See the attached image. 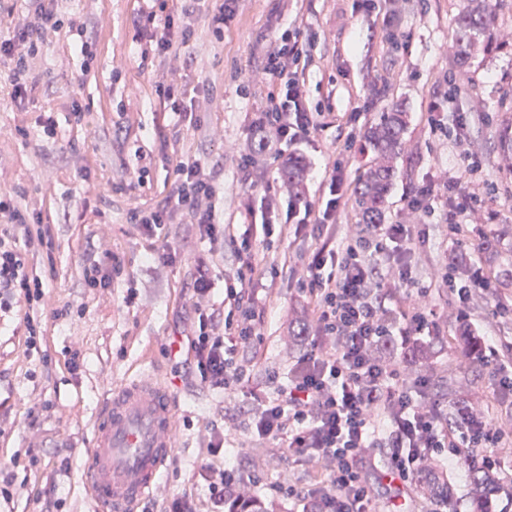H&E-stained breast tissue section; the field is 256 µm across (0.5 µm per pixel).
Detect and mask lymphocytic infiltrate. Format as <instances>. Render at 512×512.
Returning a JSON list of instances; mask_svg holds the SVG:
<instances>
[{
    "label": "lymphocytic infiltrate",
    "mask_w": 512,
    "mask_h": 512,
    "mask_svg": "<svg viewBox=\"0 0 512 512\" xmlns=\"http://www.w3.org/2000/svg\"><path fill=\"white\" fill-rule=\"evenodd\" d=\"M27 2L23 21L0 36V70L19 102L33 85L31 61L44 52V33L63 25L57 0ZM132 24L144 58L187 54L195 41L194 30L184 24L182 14L169 10L167 0H153L149 9L134 15ZM303 55L297 35L284 31L274 36L260 63L261 74L276 82L278 91L249 132L255 146L278 159L284 147L309 141L323 128L321 114L298 76ZM239 171L242 184L261 193L266 203L259 214L245 206L241 216L246 229L240 235L225 233L216 219L214 173L189 159L173 167L171 192L154 206L131 209L129 221L152 238L165 225L186 219L207 243V254L195 260L191 284L195 320L187 336L189 365L203 386L228 395L237 394L248 380L239 356L260 352L264 338L258 310L281 274L260 261L261 237L276 231L292 243L309 240L307 258L291 276L312 312L310 347L290 370L287 384H280L277 374L269 375L272 390L248 430L255 440L286 448L295 460L320 464L321 478L306 489L280 483L275 493L301 502L302 512H369L370 488L362 477L367 467L404 481L443 456L478 471L497 470L494 450L512 430L493 424L489 414L467 401L444 407L429 394L427 372L406 378L382 355L397 341L398 327L417 334L435 316L427 304L411 309L391 304L381 278L390 276L402 288L419 287L415 254L429 242L424 220L436 210L445 214L449 240L457 241L479 209L475 198L461 192L459 179L449 178L440 186L427 182L406 197L404 211L411 223L362 224L342 237L336 214L346 205L348 190L340 162L326 166L322 181L327 194L318 201L282 200L279 181L257 175L250 156H241ZM0 213L10 217L9 224L0 226V314L8 315L22 304H43L45 285L29 277L26 257L52 242L39 214L24 210L15 195L0 192ZM226 253L236 268L225 283L233 306L224 311L213 307L210 297L212 261ZM329 264L334 267L330 273L325 270ZM440 279L462 308L490 290L478 267L461 278L449 265ZM223 446V430L211 427L200 465L211 512H224L225 496L247 495L254 487L253 480L221 460Z\"/></svg>",
    "instance_id": "lymphocytic-infiltrate-1"
}]
</instances>
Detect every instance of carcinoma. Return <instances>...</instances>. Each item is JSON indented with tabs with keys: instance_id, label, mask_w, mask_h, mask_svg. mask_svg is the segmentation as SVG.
Segmentation results:
<instances>
[{
	"instance_id": "1",
	"label": "carcinoma",
	"mask_w": 512,
	"mask_h": 512,
	"mask_svg": "<svg viewBox=\"0 0 512 512\" xmlns=\"http://www.w3.org/2000/svg\"><path fill=\"white\" fill-rule=\"evenodd\" d=\"M492 0H465L456 19L453 40L455 55L466 58L487 37L493 23ZM407 128V112L400 102L392 103L374 119L364 138L373 155L371 163L358 179L356 201L365 224H379L384 214L387 194L397 178L395 161L402 150ZM282 181L290 189L300 187L304 180V164L297 158L288 160L283 167ZM472 500L481 503L492 491L494 478L480 471L470 474ZM273 504L262 497H244L236 512H272Z\"/></svg>"
}]
</instances>
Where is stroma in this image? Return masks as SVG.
<instances>
[{
  "label": "stroma",
  "instance_id": "35a3bbf8",
  "mask_svg": "<svg viewBox=\"0 0 512 512\" xmlns=\"http://www.w3.org/2000/svg\"><path fill=\"white\" fill-rule=\"evenodd\" d=\"M144 7V0H58L64 25L44 35L45 51L35 61L39 81L25 105L13 101L8 81L0 77V191L21 193L23 203L50 225L53 242L51 253L29 256L26 268L46 285L44 305L33 310L45 345L27 349L22 326L0 323V459H18L16 474L27 479L13 487L10 512H43L38 490L50 484L55 487L54 512H97L82 481L97 410L112 389L147 374L174 384L178 395L171 462L178 473L170 477L165 495L189 490L206 502L208 491L197 466L215 423L224 428L226 460L244 477L257 480V493L266 494L284 478L301 487L311 481L310 468L294 464L275 442L256 445L245 428L268 390L269 371L287 375L303 350L288 335L292 318L307 310L294 281L280 277L264 304V344L259 356L247 362L244 391L227 396L201 388L178 358L164 352L173 337L191 329L194 262L188 257L169 265L149 264L147 240L126 220L132 204L148 207L169 193L172 167L167 159L185 155L215 172L217 219L238 224L243 199L238 156L270 91L255 65L283 30L307 42L302 77L313 101L332 110L331 128L290 149L308 164L306 200L321 196L333 144L350 133L356 142L342 168L348 184H355L371 158L363 139L366 127L388 103H404L408 125L399 174L385 204L388 224L404 220L405 197L423 183L463 172L464 158L453 141L434 137L428 126L430 103L443 95L444 77L454 75L461 93L443 120L449 123L454 113H468L467 146L484 163L481 181L466 180L462 187L481 193L487 180L500 188L483 195L481 221L470 237L474 244L487 242L479 257L495 290L492 296L476 297L468 317L486 341L512 343V321L494 315L497 303H512V171L498 143L499 131L512 123V0L495 4L492 44L464 60L448 50L462 0H382L371 11L363 0H240L220 39L211 32L218 4L206 0L189 18L198 40L195 60L188 65L171 56L140 60L131 20ZM387 10L398 15L394 43L383 30ZM81 33L92 44L94 56L88 61L74 49ZM163 78L176 79L184 88L181 104L199 113L200 126L166 118L167 106L155 93L156 81ZM380 78L388 85L385 100L364 111L358 122L347 123ZM75 100L84 112L79 121L71 114ZM46 112L59 123L52 139L37 124ZM19 125L26 126V137L15 136ZM144 166L151 185L135 187ZM428 229L430 245L417 262L424 284L437 278L456 250L446 238L443 219L430 217ZM106 249L122 259V275L109 287H86L85 266ZM428 300L437 317L422 334L440 343L422 367L436 399L450 406L464 398L504 421L505 412L495 404L493 378L461 353L460 315L446 290L432 289ZM65 305L71 319H55L54 309ZM75 347L80 360L72 372L65 355ZM32 409L39 412L33 429L27 426ZM64 458L69 461L65 471L60 468ZM363 475L374 512H386L394 499L403 512H433V497L417 482L392 483L370 469Z\"/></svg>",
  "mask_w": 512,
  "mask_h": 512
}]
</instances>
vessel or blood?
I'll list each match as a JSON object with an SVG mask.
<instances>
[{"instance_id":"b4317fda","label":"vessel or blood","mask_w":512,"mask_h":512,"mask_svg":"<svg viewBox=\"0 0 512 512\" xmlns=\"http://www.w3.org/2000/svg\"><path fill=\"white\" fill-rule=\"evenodd\" d=\"M172 393L153 378L130 380L102 403L85 454L84 485L101 512H134L175 453Z\"/></svg>"}]
</instances>
